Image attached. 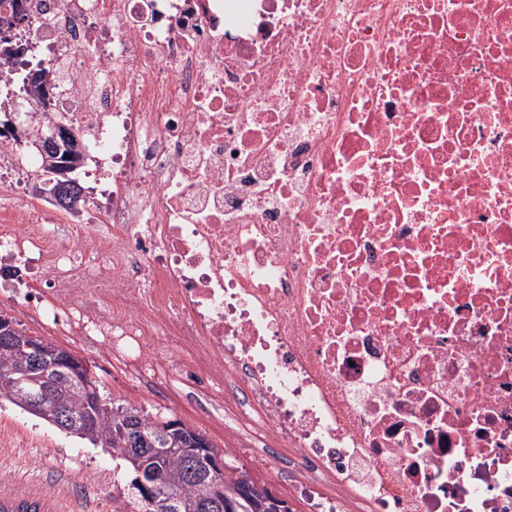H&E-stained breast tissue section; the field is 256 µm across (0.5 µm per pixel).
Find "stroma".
Returning <instances> with one entry per match:
<instances>
[{"mask_svg":"<svg viewBox=\"0 0 512 512\" xmlns=\"http://www.w3.org/2000/svg\"><path fill=\"white\" fill-rule=\"evenodd\" d=\"M13 285L11 271L0 272V313L28 335L75 351L87 362L103 398L117 406L134 405L150 414L181 419L223 447L224 430L213 424L210 407L196 390L172 381H138L106 348L47 330L31 309L10 297ZM129 482L128 470L110 452L0 401V500H36L41 512H118L126 505Z\"/></svg>","mask_w":512,"mask_h":512,"instance_id":"35a3bbf8","label":"stroma"}]
</instances>
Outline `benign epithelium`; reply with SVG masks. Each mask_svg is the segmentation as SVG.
<instances>
[{
	"label": "benign epithelium",
	"mask_w": 512,
	"mask_h": 512,
	"mask_svg": "<svg viewBox=\"0 0 512 512\" xmlns=\"http://www.w3.org/2000/svg\"><path fill=\"white\" fill-rule=\"evenodd\" d=\"M0 346L19 351L26 359L24 365L9 373V380L29 410L51 415L69 431L91 426L89 418L67 412L54 401L60 391H75L86 402L100 399L96 381L84 359L69 348L37 336L26 343L18 340L14 323L8 317L0 319ZM120 419L118 435L135 468L133 481L153 512H181L180 492L155 465L159 456L173 452L183 454L188 473L200 488L199 512H241L242 500L254 512H292L288 502L274 491L258 485L248 472L224 459L223 454L213 453L208 439L199 433H194V450L181 448L179 437L188 429L183 421L164 420L158 426L159 433L149 437L137 423L136 414L125 413ZM226 471L238 473L240 479V487L229 493L224 492Z\"/></svg>",
	"instance_id": "7a95c632"
}]
</instances>
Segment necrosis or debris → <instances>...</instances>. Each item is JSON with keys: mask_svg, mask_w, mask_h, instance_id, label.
Returning <instances> with one entry per match:
<instances>
[{"mask_svg": "<svg viewBox=\"0 0 512 512\" xmlns=\"http://www.w3.org/2000/svg\"><path fill=\"white\" fill-rule=\"evenodd\" d=\"M111 178L16 201L49 328L213 415L307 512H512V0H26Z\"/></svg>", "mask_w": 512, "mask_h": 512, "instance_id": "necrosis-or-debris-1", "label": "necrosis or debris"}]
</instances>
